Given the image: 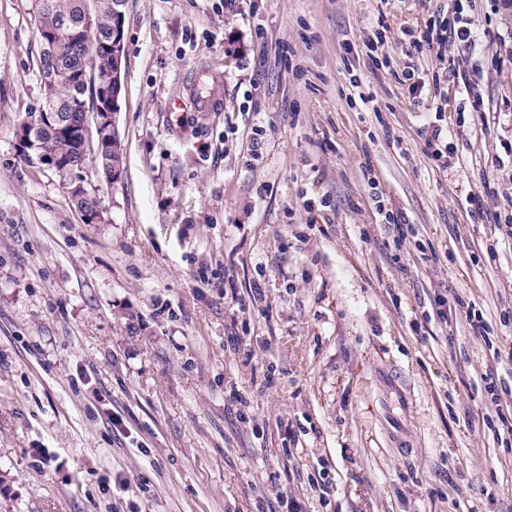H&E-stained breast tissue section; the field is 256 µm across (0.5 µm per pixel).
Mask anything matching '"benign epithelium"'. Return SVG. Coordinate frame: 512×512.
Here are the masks:
<instances>
[{"instance_id":"obj_1","label":"benign epithelium","mask_w":512,"mask_h":512,"mask_svg":"<svg viewBox=\"0 0 512 512\" xmlns=\"http://www.w3.org/2000/svg\"><path fill=\"white\" fill-rule=\"evenodd\" d=\"M126 0H113V25L104 45L111 59V66L101 73L85 61L81 69L66 66L71 56L70 48L55 39L50 31L40 34V77L46 87L63 84H78L84 88L95 82L102 90L100 102L87 105L74 98L69 107L78 112V122H73L71 113L58 112L52 108L36 112L19 126L15 134V145L21 155L33 164H45L68 180L70 195L81 200L88 195L81 181L74 177L77 167L63 160L55 149L59 137L81 141L83 155L103 159L105 177L111 184L121 179L123 167L114 162L120 157L121 140L117 127L119 96L122 88L125 43L123 20ZM76 34L87 43L99 39L95 19L90 9H84L82 16L73 22Z\"/></svg>"}]
</instances>
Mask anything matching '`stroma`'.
I'll return each mask as SVG.
<instances>
[{"label":"stroma","instance_id":"1","mask_svg":"<svg viewBox=\"0 0 512 512\" xmlns=\"http://www.w3.org/2000/svg\"><path fill=\"white\" fill-rule=\"evenodd\" d=\"M452 5L127 0L124 173L78 171L88 224L16 149L37 7L0 0V512H512V445L485 426L512 414V14H471L493 39L467 56L483 104L449 170L423 153L431 101L394 77L436 62L401 24ZM204 73L221 111L187 108ZM377 193L416 236L395 242ZM444 293L489 336L433 318Z\"/></svg>","mask_w":512,"mask_h":512}]
</instances>
